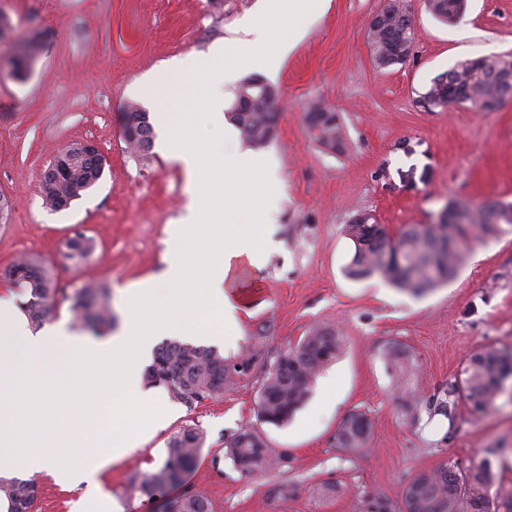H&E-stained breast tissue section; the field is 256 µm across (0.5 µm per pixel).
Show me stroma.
Wrapping results in <instances>:
<instances>
[{"label":"stroma","instance_id":"35a3bbf8","mask_svg":"<svg viewBox=\"0 0 512 512\" xmlns=\"http://www.w3.org/2000/svg\"><path fill=\"white\" fill-rule=\"evenodd\" d=\"M412 51L402 64L375 66L367 33L385 0H331L277 74V135L263 147L281 178L273 247L262 266L233 270L227 295L240 334L218 346L244 371L224 381L223 395L195 408L176 404L163 429L148 435L103 482L123 512H155L126 491L135 469L166 456L171 436L195 427L203 447L185 487L207 497L213 512H367L387 501L405 512L402 491L420 470L490 458L492 491L512 494V399L476 412L458 404L452 417L406 411L408 397L443 395L466 358L486 344L512 348V228L474 245L454 278L416 296L383 278H346L353 245L343 227L371 212L390 234L432 223L446 204L512 202V98L494 112L466 107L427 110L419 99L457 63L512 56V0H466L443 23L423 0H406ZM257 0H0L10 29L0 43V270L25 253L54 268L73 294L85 281L122 291L164 267L186 201L183 168L153 146L149 161L130 154L122 113L153 112L155 72L196 52L240 38ZM39 45L24 79L12 74L15 43ZM319 101L335 112L345 147L331 153L311 138L304 114ZM96 140L108 165L102 179L65 210L46 207L43 174L55 154ZM94 238L81 264L63 255L75 234ZM317 325L338 327L342 354L317 376L312 393L284 426L258 421L257 401L277 358ZM399 343L417 369L396 392L383 358ZM367 414L366 446L336 445L352 412ZM249 428L284 458L278 468L242 474L226 455L231 435Z\"/></svg>","mask_w":512,"mask_h":512}]
</instances>
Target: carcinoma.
<instances>
[{
	"label": "carcinoma",
	"instance_id": "obj_1",
	"mask_svg": "<svg viewBox=\"0 0 512 512\" xmlns=\"http://www.w3.org/2000/svg\"><path fill=\"white\" fill-rule=\"evenodd\" d=\"M426 8L437 19H454L463 9L464 0H425ZM383 20L368 30L367 39L376 65L385 69L407 60L412 45V31L405 26L408 9L405 0H387L380 10ZM507 63L505 59H478L448 70L469 89L468 104L483 111L502 94L500 84L490 71ZM278 90L257 76L242 81L235 94L229 119L243 141L263 147L275 136L278 114L273 106ZM126 124L136 130L127 142L130 151L140 157L150 156L154 130L146 112L129 106ZM320 146L338 150L343 141V127L337 115L330 118L314 135ZM96 171L80 164L58 179L42 182V195L53 210L65 198L75 200L94 186ZM499 202L485 201L471 205L463 220L433 224H415L393 236L383 224L372 223V240L354 254L346 267L352 279L378 275L390 285L419 295L436 288L456 273L464 263L470 246L501 233V226H512V209L503 211ZM68 257L79 262L95 249L93 239L77 234L66 241ZM3 276L26 297L22 309L30 324L42 326L61 303V289L55 287L52 268L35 255H25L10 266ZM110 290L99 282H87L74 294L71 310L84 327L100 334L112 328L114 315L109 302ZM344 336L332 326L318 325L294 347L288 349L270 370L257 405L260 421L282 425L308 398L319 372L343 350ZM384 360L401 382L411 366L409 353L394 343ZM245 367L229 364L213 347L178 341L165 342L156 351L146 372L149 384L165 388L171 399L193 407L224 392V375ZM512 393V350L485 345L470 355L457 379L448 384L444 396L426 400L428 409L450 417L456 405L464 401L476 411H488L496 400ZM371 433V423L361 412L348 415L336 431L341 448L364 447ZM203 446V437L195 428L179 430L170 439L162 464L150 470H136L128 477L130 489L151 501L165 490L180 493L165 499L161 512H212L204 496L183 488L185 477ZM227 456L242 473L272 468L280 462L255 431L243 429L230 439ZM495 482L491 463L482 459L461 468L446 463L415 473L403 490L408 512H491L490 488ZM0 495L6 497L13 512H34L38 497L35 482L15 478L0 481Z\"/></svg>",
	"mask_w": 512,
	"mask_h": 512
}]
</instances>
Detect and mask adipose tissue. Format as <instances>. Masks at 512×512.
<instances>
[{"label": "adipose tissue", "mask_w": 512, "mask_h": 512, "mask_svg": "<svg viewBox=\"0 0 512 512\" xmlns=\"http://www.w3.org/2000/svg\"><path fill=\"white\" fill-rule=\"evenodd\" d=\"M331 0H259L246 38L192 54L152 86L158 99L178 97L174 74L207 80L200 99L224 141L195 142L189 113L173 121L160 109L164 151L187 175L188 204L177 221L164 272L125 289V319L95 339L57 323L32 331L15 300H0V478H49L62 490L81 488L69 512H113L103 481L166 426L172 410L142 383L144 361L162 336L216 341L237 318L224 290L238 262L261 266L280 180L264 155L229 148L235 130L224 120L222 83L244 71L273 74L303 37L301 21L320 17Z\"/></svg>", "instance_id": "ef3b65f1"}]
</instances>
